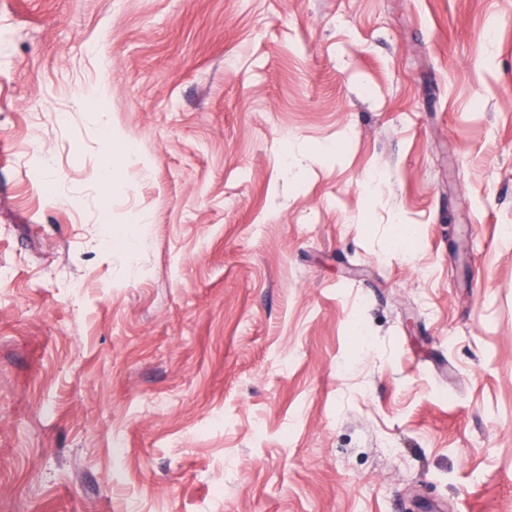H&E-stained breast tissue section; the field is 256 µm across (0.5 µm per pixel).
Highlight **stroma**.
<instances>
[{"label":"stroma","instance_id":"obj_1","mask_svg":"<svg viewBox=\"0 0 512 512\" xmlns=\"http://www.w3.org/2000/svg\"><path fill=\"white\" fill-rule=\"evenodd\" d=\"M0 137V512H512V0H0Z\"/></svg>","mask_w":512,"mask_h":512}]
</instances>
